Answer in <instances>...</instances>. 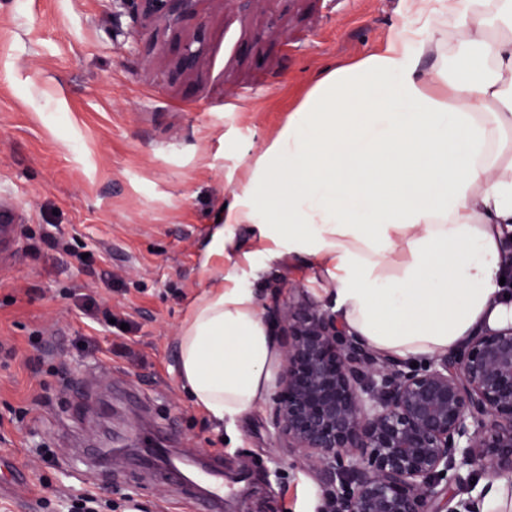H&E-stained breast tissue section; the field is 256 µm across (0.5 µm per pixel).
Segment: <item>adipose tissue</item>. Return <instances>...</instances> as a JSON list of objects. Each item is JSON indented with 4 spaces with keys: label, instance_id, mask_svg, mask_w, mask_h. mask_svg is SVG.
<instances>
[{
    "label": "adipose tissue",
    "instance_id": "ef3b65f1",
    "mask_svg": "<svg viewBox=\"0 0 512 512\" xmlns=\"http://www.w3.org/2000/svg\"><path fill=\"white\" fill-rule=\"evenodd\" d=\"M410 12L381 50L324 73L225 206L224 273L176 338L179 383L217 423L261 407L280 361L242 268L308 264L314 295L380 355L425 361L512 324V0Z\"/></svg>",
    "mask_w": 512,
    "mask_h": 512
}]
</instances>
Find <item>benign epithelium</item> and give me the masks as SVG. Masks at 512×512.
Masks as SVG:
<instances>
[{
	"label": "benign epithelium",
	"mask_w": 512,
	"mask_h": 512,
	"mask_svg": "<svg viewBox=\"0 0 512 512\" xmlns=\"http://www.w3.org/2000/svg\"><path fill=\"white\" fill-rule=\"evenodd\" d=\"M177 20L194 0H135ZM201 47L179 48L193 71ZM15 225L0 210V248ZM296 286L263 304L284 349L272 400L283 447L320 471L335 512H481L473 474L512 475V326L478 332L425 364L379 355Z\"/></svg>",
	"instance_id": "1"
}]
</instances>
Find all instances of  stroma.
<instances>
[{"mask_svg":"<svg viewBox=\"0 0 512 512\" xmlns=\"http://www.w3.org/2000/svg\"><path fill=\"white\" fill-rule=\"evenodd\" d=\"M409 16V0H196L169 23L130 0H0V208L21 230L0 252V344L15 350L0 360V512H69L85 487L112 512H196L157 478L159 447L221 462L223 512H291L301 483L320 486L270 405L230 431L191 404L175 338L218 280L211 234L245 163L325 71ZM188 41L202 54L182 73ZM281 279L310 295L308 268L283 259L254 280L259 300ZM107 405L111 460L69 468Z\"/></svg>","mask_w":512,"mask_h":512,"instance_id":"obj_1","label":"stroma"}]
</instances>
